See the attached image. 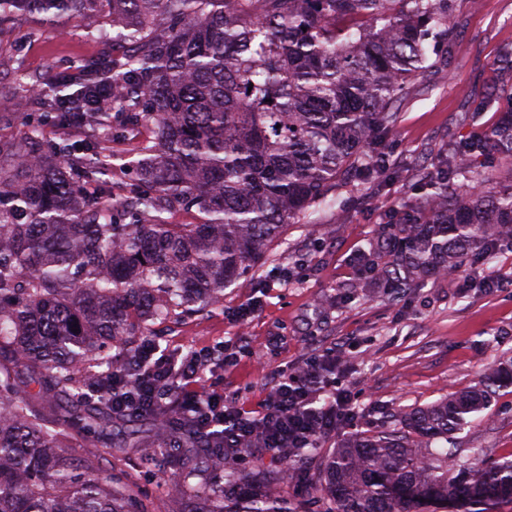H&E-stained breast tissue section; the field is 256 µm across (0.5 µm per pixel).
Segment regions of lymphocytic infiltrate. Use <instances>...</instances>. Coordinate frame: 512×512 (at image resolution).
Wrapping results in <instances>:
<instances>
[{
    "label": "lymphocytic infiltrate",
    "mask_w": 512,
    "mask_h": 512,
    "mask_svg": "<svg viewBox=\"0 0 512 512\" xmlns=\"http://www.w3.org/2000/svg\"><path fill=\"white\" fill-rule=\"evenodd\" d=\"M155 350L148 340L135 354L121 357L113 370V405L146 407L174 401L196 413L204 434L221 437L228 448L257 440L266 454L276 457L289 446L312 448L354 413L350 395L333 389L315 362L277 382L259 410L245 412L226 406L221 394L203 384L208 354L159 358Z\"/></svg>",
    "instance_id": "1"
}]
</instances>
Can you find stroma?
Here are the masks:
<instances>
[{
  "label": "stroma",
  "mask_w": 512,
  "mask_h": 512,
  "mask_svg": "<svg viewBox=\"0 0 512 512\" xmlns=\"http://www.w3.org/2000/svg\"><path fill=\"white\" fill-rule=\"evenodd\" d=\"M452 23L447 66L403 96L397 123L372 152L374 163L386 164L384 176L340 188L333 206L288 225L284 244L256 276L227 288L223 304L158 326L153 338L161 354L214 351L205 383L226 404L245 409L263 402L285 372L341 356L329 378L350 393L358 413L321 439L316 453L323 459L341 437L393 428L399 408L473 387L485 369L512 359L511 244L406 292L362 285L361 252L383 225L415 214L435 155L448 141L485 136L500 118L492 109L474 122L467 114L502 86L499 57L512 43V0H457ZM104 50L78 20L63 29H38L21 18L1 29L0 138L16 139L23 128L9 103L16 72L45 79ZM490 276L508 280V287H488ZM251 297L260 307L243 326L235 313ZM72 444L100 454L103 468L123 476L150 512H184L185 499L167 491L180 482L179 471L159 470L134 451L112 458L91 439ZM454 445L460 461L471 466L491 456L512 459V387L500 390L492 406L457 433ZM282 493L300 512H322V496L301 465L291 466Z\"/></svg>",
  "instance_id": "1"
}]
</instances>
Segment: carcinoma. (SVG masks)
<instances>
[{"label": "carcinoma", "instance_id": "cac0c4a2", "mask_svg": "<svg viewBox=\"0 0 512 512\" xmlns=\"http://www.w3.org/2000/svg\"><path fill=\"white\" fill-rule=\"evenodd\" d=\"M454 11L455 0H0V27L25 17L112 29L110 54L44 86L19 75L13 100L28 123L0 140V351L14 359L0 363V512H145L99 457L65 443L104 436L107 454H126L111 442L114 418L167 414L172 427L148 452L162 466L235 454L167 401L114 412L112 351L224 302L288 225L335 204L346 178H371L368 149L396 123L395 104L448 64ZM115 114L149 131L122 164L133 180L119 202L104 179ZM44 122L103 132L44 149ZM494 158L512 170V107L486 136L438 154L416 216L382 226L361 254L366 278L409 289L512 243V183L486 188ZM176 209L195 222L171 223ZM16 363L37 373V393ZM508 384L505 362L470 390L400 409L396 429L346 436L313 476L323 512L512 503V460L452 465V449L433 447ZM286 479L284 468L229 469L189 512H290Z\"/></svg>", "mask_w": 512, "mask_h": 512}]
</instances>
